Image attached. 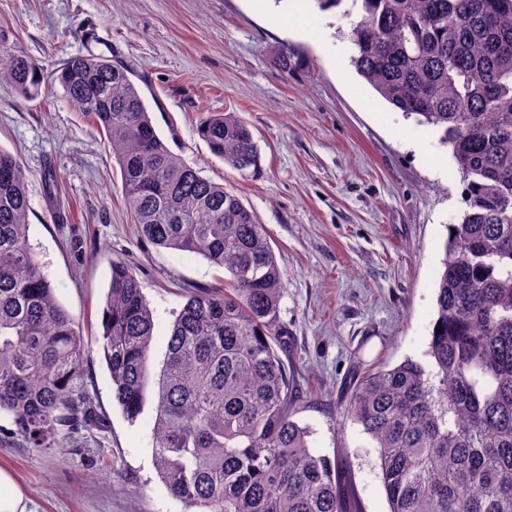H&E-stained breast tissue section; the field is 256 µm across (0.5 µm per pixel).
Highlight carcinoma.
<instances>
[{
	"label": "carcinoma",
	"instance_id": "obj_1",
	"mask_svg": "<svg viewBox=\"0 0 512 512\" xmlns=\"http://www.w3.org/2000/svg\"><path fill=\"white\" fill-rule=\"evenodd\" d=\"M353 63L396 110L450 148L466 209L448 225L430 367L368 371L342 406L375 442L389 512H512V0H353ZM27 100L42 68L0 36V82ZM54 81L103 128L141 237L224 268L174 321L153 429L157 473L199 512H363L350 468L316 453L292 419L293 376L277 352L283 271L265 225L160 138L131 67L89 53ZM238 172L258 169L251 129L216 113L197 129ZM25 175L0 148V413L14 437L56 446L102 418L81 384L76 323L29 246ZM152 311L112 265L103 358L134 421L145 403Z\"/></svg>",
	"mask_w": 512,
	"mask_h": 512
}]
</instances>
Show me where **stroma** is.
<instances>
[{"mask_svg": "<svg viewBox=\"0 0 512 512\" xmlns=\"http://www.w3.org/2000/svg\"><path fill=\"white\" fill-rule=\"evenodd\" d=\"M360 18L352 0H0V32L45 76L90 51L133 64L159 136L265 224L285 272L279 320L282 357L295 372L294 419L310 448L343 457L365 512H388L374 443L340 421L337 405L371 368L429 364L448 227L465 204L449 149L357 74L349 35ZM61 93L27 101L0 83V148L25 171L29 241L76 322L82 381L105 424L30 448L13 442L2 412L0 468L41 512H185L155 467L157 381L190 291L223 287L224 270L141 239L104 132ZM224 111L253 131L257 172L232 170L198 137L199 123ZM116 262L135 272L155 325L145 405L133 421L114 399L102 354Z\"/></svg>", "mask_w": 512, "mask_h": 512, "instance_id": "1", "label": "stroma"}]
</instances>
